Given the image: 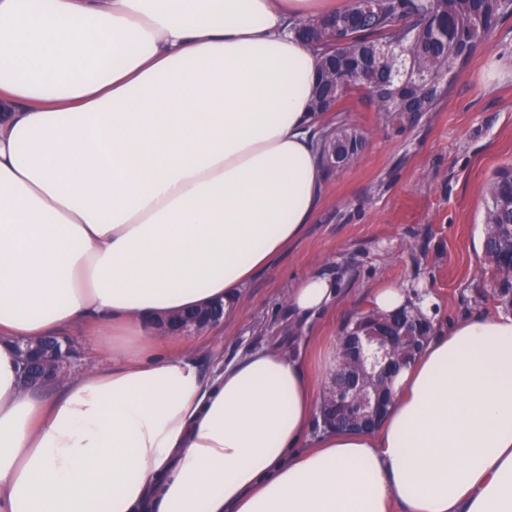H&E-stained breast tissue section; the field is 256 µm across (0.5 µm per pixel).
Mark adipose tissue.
I'll list each match as a JSON object with an SVG mask.
<instances>
[{
    "label": "adipose tissue",
    "instance_id": "obj_1",
    "mask_svg": "<svg viewBox=\"0 0 512 512\" xmlns=\"http://www.w3.org/2000/svg\"><path fill=\"white\" fill-rule=\"evenodd\" d=\"M323 0H0V512H512V315L473 314L390 385L379 426L311 436L293 343L203 375L169 314L240 291L312 220ZM330 277L288 292L296 315ZM374 310L434 318L385 283ZM109 365L22 386L16 344ZM66 341L71 346L72 355L66 363L67 377H76L92 367H103L105 359L100 350L79 333H68Z\"/></svg>",
    "mask_w": 512,
    "mask_h": 512
}]
</instances>
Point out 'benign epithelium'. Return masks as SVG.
<instances>
[{
  "label": "benign epithelium",
  "instance_id": "benign-epithelium-1",
  "mask_svg": "<svg viewBox=\"0 0 512 512\" xmlns=\"http://www.w3.org/2000/svg\"><path fill=\"white\" fill-rule=\"evenodd\" d=\"M224 318V308L217 306L199 316L168 328L176 334L196 333ZM422 337V326L408 317L390 315L377 318L369 329L359 328L344 336L340 361L331 374V386L325 402L332 410V421L351 427L372 426L382 414L386 402L385 389L379 381L388 380L401 365L393 352L403 347L406 354L415 350V342ZM25 365L23 384L40 388L56 381L68 350L53 337L41 343L20 349Z\"/></svg>",
  "mask_w": 512,
  "mask_h": 512
}]
</instances>
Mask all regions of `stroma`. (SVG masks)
<instances>
[{
  "mask_svg": "<svg viewBox=\"0 0 512 512\" xmlns=\"http://www.w3.org/2000/svg\"><path fill=\"white\" fill-rule=\"evenodd\" d=\"M327 127L353 126L368 143L353 166L325 172L311 224L243 290L238 312L180 337L202 372L288 336L338 340L390 281L414 297H433L439 326L465 315L512 314L493 292L480 246L486 184L512 163V16L483 39L428 112L396 124L365 98H350ZM337 276L340 298L303 324L286 299L301 277Z\"/></svg>",
  "mask_w": 512,
  "mask_h": 512,
  "instance_id": "obj_1",
  "label": "stroma"
}]
</instances>
